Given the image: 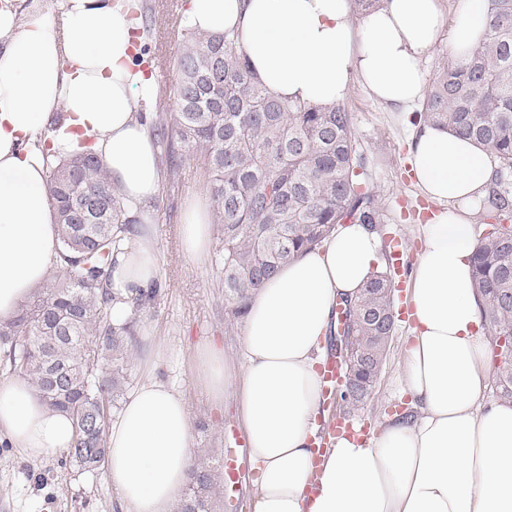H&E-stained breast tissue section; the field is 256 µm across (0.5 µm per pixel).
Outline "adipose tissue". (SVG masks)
Wrapping results in <instances>:
<instances>
[{
  "mask_svg": "<svg viewBox=\"0 0 512 512\" xmlns=\"http://www.w3.org/2000/svg\"><path fill=\"white\" fill-rule=\"evenodd\" d=\"M490 0H381L356 15L352 0H188L185 26L225 32L276 98L330 107L361 81L380 103L410 111L422 100L421 60L438 43L450 56L479 45ZM127 8L117 0H62L48 20L0 10V321L42 285L59 250L35 143L67 157L84 139L132 209L158 193L157 149L134 117L154 80L137 69ZM67 117L50 129L53 112ZM411 165L443 210L425 226L409 303L414 326L400 366L412 416L368 440L338 438L314 456L323 403L317 369L336 329V305L355 295L380 255L376 234L345 224L280 269L254 294L241 343V410L257 465L254 512H512V404H484L490 339L472 288V218L494 173L489 153L448 129L411 136ZM159 277L150 228L117 256L112 319ZM71 419L50 411L24 379L0 381V442L39 459L66 451ZM191 420L181 393L156 377L128 397L109 428L106 469L129 512H172L188 481Z\"/></svg>",
  "mask_w": 512,
  "mask_h": 512,
  "instance_id": "1",
  "label": "adipose tissue"
}]
</instances>
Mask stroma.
<instances>
[{
	"instance_id": "stroma-1",
	"label": "stroma",
	"mask_w": 512,
	"mask_h": 512,
	"mask_svg": "<svg viewBox=\"0 0 512 512\" xmlns=\"http://www.w3.org/2000/svg\"><path fill=\"white\" fill-rule=\"evenodd\" d=\"M153 19L151 62L144 70L152 74L156 89L164 90L162 101L143 104L148 115L171 121L175 100L171 91L177 74L172 67L181 41L177 18L187 0H145ZM345 103L352 114L355 138L363 152L367 183L380 197L385 217L376 230L382 243L380 268H388L393 252L405 262L396 272L395 309L400 318L386 365L371 399L353 412L357 428L379 433L388 419L409 409L408 396L397 391V376L411 335V322L403 318L413 269L424 246L427 218L438 206L429 202L418 187L409 163V142L414 126L412 113L394 112L374 100L361 83H354ZM207 176L200 161L182 157L175 177H162L158 198L161 210L150 213V222L160 255L159 280L164 296L140 317L137 335L140 347L132 361L129 385L137 387L148 376L167 382L183 394L192 423V452L211 461L230 463L239 480L222 487L214 502L215 512H253L251 462L243 427L237 412L236 390L228 388L223 405H214L199 382V351L213 343L224 350V362L238 370L244 361L241 335L243 320L227 323L223 272L216 260L219 242L209 251L192 256L182 251L179 230L184 212L194 199H209ZM0 512H124L106 471L80 472L66 454L40 460L0 447Z\"/></svg>"
}]
</instances>
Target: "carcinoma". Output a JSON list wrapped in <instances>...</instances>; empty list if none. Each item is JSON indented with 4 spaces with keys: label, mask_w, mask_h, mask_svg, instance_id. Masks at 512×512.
Here are the masks:
<instances>
[{
    "label": "carcinoma",
    "mask_w": 512,
    "mask_h": 512,
    "mask_svg": "<svg viewBox=\"0 0 512 512\" xmlns=\"http://www.w3.org/2000/svg\"><path fill=\"white\" fill-rule=\"evenodd\" d=\"M178 78L171 125L154 123L175 176V144L198 158L216 203L229 320L277 270L350 222L382 223L383 211L363 188L352 117L273 98L252 78L226 33L185 30L173 59ZM414 118L475 141L492 156L494 177L482 211L496 220L478 239L472 280L481 321L493 340L512 338V0H491L485 40L464 58L445 57ZM48 194L59 228V259L48 285L0 324V361L27 379L52 410L75 428L67 456L85 472L105 466L107 429L124 396L139 315L154 306L152 284L128 298L130 315L112 323V269L120 247L138 234L132 214L90 146L48 164ZM392 280L372 274L361 291L341 298L350 339L340 394L358 408L371 398L394 334ZM496 396L512 403V361L493 366ZM191 492L175 512H212L218 473L206 458L190 470Z\"/></svg>",
    "instance_id": "cac0c4a2"
}]
</instances>
